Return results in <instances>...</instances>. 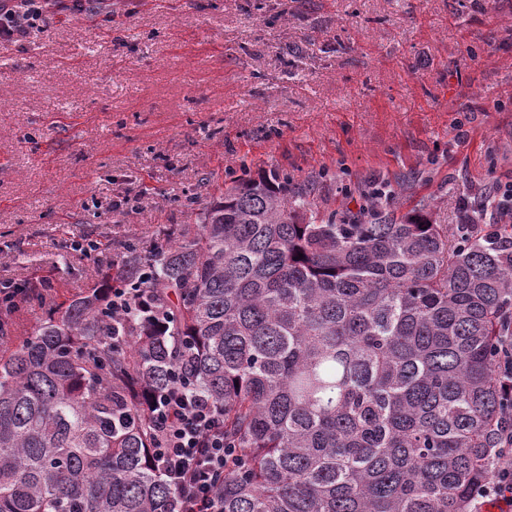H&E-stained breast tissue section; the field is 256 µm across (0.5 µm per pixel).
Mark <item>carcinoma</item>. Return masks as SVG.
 <instances>
[{
	"label": "carcinoma",
	"mask_w": 512,
	"mask_h": 512,
	"mask_svg": "<svg viewBox=\"0 0 512 512\" xmlns=\"http://www.w3.org/2000/svg\"><path fill=\"white\" fill-rule=\"evenodd\" d=\"M310 193L234 180L26 335L0 305V512H176L148 402L179 383L240 452L223 512H471L512 257L387 198L319 220ZM144 286L168 327L113 313L112 288Z\"/></svg>",
	"instance_id": "1"
}]
</instances>
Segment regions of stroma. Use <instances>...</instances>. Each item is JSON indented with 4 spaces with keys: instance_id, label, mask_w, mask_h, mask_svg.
<instances>
[{
    "instance_id": "obj_1",
    "label": "stroma",
    "mask_w": 512,
    "mask_h": 512,
    "mask_svg": "<svg viewBox=\"0 0 512 512\" xmlns=\"http://www.w3.org/2000/svg\"><path fill=\"white\" fill-rule=\"evenodd\" d=\"M270 171L321 218L379 185L397 216L498 222L512 0H50L0 45V278L65 299Z\"/></svg>"
}]
</instances>
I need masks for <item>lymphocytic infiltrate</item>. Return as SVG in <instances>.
<instances>
[{
  "label": "lymphocytic infiltrate",
  "instance_id": "1",
  "mask_svg": "<svg viewBox=\"0 0 512 512\" xmlns=\"http://www.w3.org/2000/svg\"><path fill=\"white\" fill-rule=\"evenodd\" d=\"M43 18V0H0V42L18 41ZM503 318L509 326L498 341L494 371L505 421L490 453L492 478L481 485L473 512L490 501L512 512V307ZM150 410L157 421L154 454L176 493L178 512H223L220 483L236 454L224 441L221 408L172 387L151 399Z\"/></svg>",
  "mask_w": 512,
  "mask_h": 512
}]
</instances>
